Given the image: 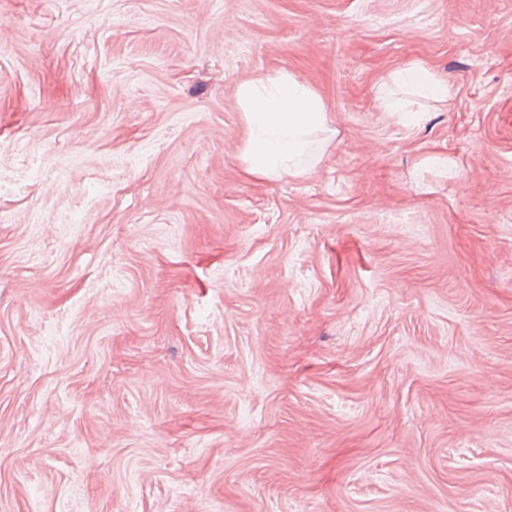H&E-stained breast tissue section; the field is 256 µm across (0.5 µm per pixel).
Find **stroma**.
<instances>
[{
	"mask_svg": "<svg viewBox=\"0 0 512 512\" xmlns=\"http://www.w3.org/2000/svg\"><path fill=\"white\" fill-rule=\"evenodd\" d=\"M0 512H512V0H0ZM391 81L399 85L410 86L422 95L445 97L448 94V85L424 67H404L393 73ZM238 101L245 119L244 172L272 178L293 171L294 159L309 147L307 136L326 124L320 95L281 73L242 83Z\"/></svg>",
	"mask_w": 512,
	"mask_h": 512,
	"instance_id": "35a3bbf8",
	"label": "stroma"
}]
</instances>
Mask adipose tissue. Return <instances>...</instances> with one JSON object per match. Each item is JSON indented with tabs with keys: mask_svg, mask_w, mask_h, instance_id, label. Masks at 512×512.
I'll return each mask as SVG.
<instances>
[{
	"mask_svg": "<svg viewBox=\"0 0 512 512\" xmlns=\"http://www.w3.org/2000/svg\"><path fill=\"white\" fill-rule=\"evenodd\" d=\"M238 101L246 129L244 171L256 178L292 172L309 147L308 134L327 120L320 95L285 73L242 83Z\"/></svg>",
	"mask_w": 512,
	"mask_h": 512,
	"instance_id": "adipose-tissue-1",
	"label": "adipose tissue"
}]
</instances>
